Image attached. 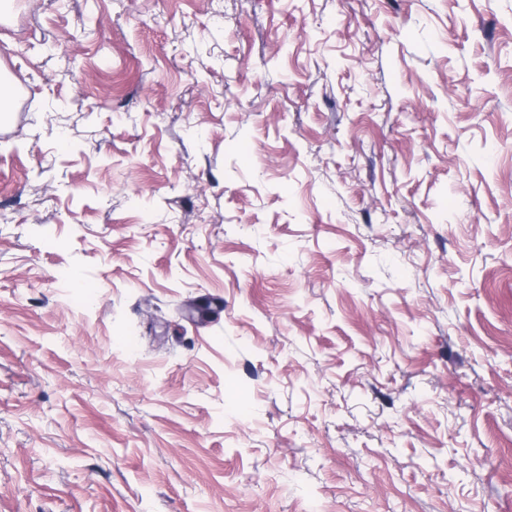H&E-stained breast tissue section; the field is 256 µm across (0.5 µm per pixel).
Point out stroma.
I'll use <instances>...</instances> for the list:
<instances>
[{
  "mask_svg": "<svg viewBox=\"0 0 512 512\" xmlns=\"http://www.w3.org/2000/svg\"><path fill=\"white\" fill-rule=\"evenodd\" d=\"M0 16V512H512V0Z\"/></svg>",
  "mask_w": 512,
  "mask_h": 512,
  "instance_id": "35a3bbf8",
  "label": "stroma"
}]
</instances>
